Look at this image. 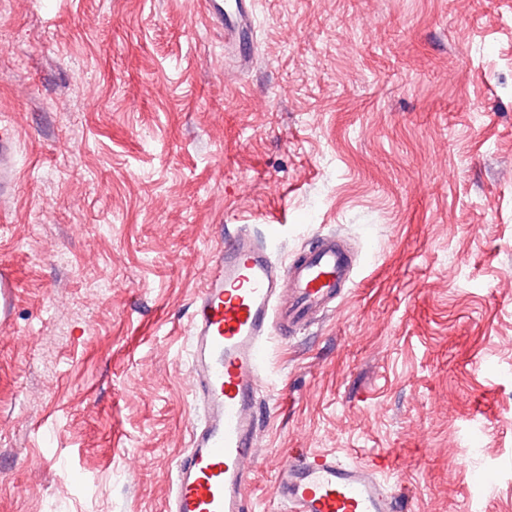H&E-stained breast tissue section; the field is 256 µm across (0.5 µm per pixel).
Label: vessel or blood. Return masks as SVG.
Masks as SVG:
<instances>
[{
  "label": "vessel or blood",
  "instance_id": "obj_1",
  "mask_svg": "<svg viewBox=\"0 0 512 512\" xmlns=\"http://www.w3.org/2000/svg\"><path fill=\"white\" fill-rule=\"evenodd\" d=\"M211 19L230 37L251 35V0H207ZM12 135L0 129V194ZM352 254L344 239L322 234L316 245L281 263L246 228L232 235L206 265L192 303L190 388L195 408L189 446L181 454L167 512H249L260 448L258 417L266 343L293 337L334 311L351 282ZM16 279L0 267V327L12 322ZM387 462H346L326 452L283 459L272 497L286 512H397L383 475Z\"/></svg>",
  "mask_w": 512,
  "mask_h": 512
}]
</instances>
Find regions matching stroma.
<instances>
[{
    "label": "stroma",
    "instance_id": "stroma-1",
    "mask_svg": "<svg viewBox=\"0 0 512 512\" xmlns=\"http://www.w3.org/2000/svg\"><path fill=\"white\" fill-rule=\"evenodd\" d=\"M252 2L239 63L205 0H0V512H166L241 224L360 258L268 344L257 512L296 449L391 457L399 512H512V0ZM12 135L6 129H0V194H4L14 184L11 176L5 175L14 152ZM16 279L11 270L0 267V327L7 329L11 322L16 302Z\"/></svg>",
    "mask_w": 512,
    "mask_h": 512
}]
</instances>
